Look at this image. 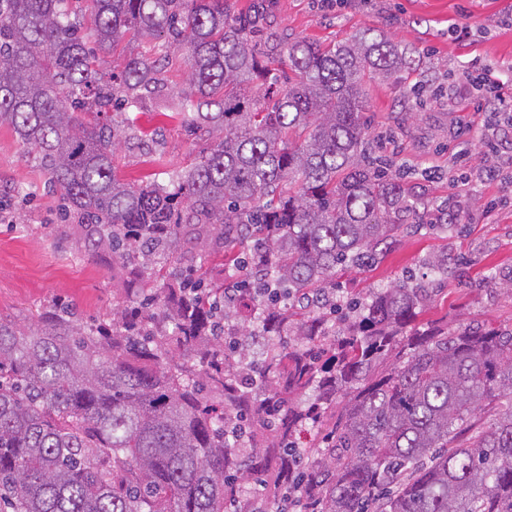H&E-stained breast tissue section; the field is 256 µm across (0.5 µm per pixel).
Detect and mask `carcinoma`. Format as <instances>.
Segmentation results:
<instances>
[{
  "label": "carcinoma",
  "instance_id": "carcinoma-1",
  "mask_svg": "<svg viewBox=\"0 0 512 512\" xmlns=\"http://www.w3.org/2000/svg\"><path fill=\"white\" fill-rule=\"evenodd\" d=\"M81 2L0 0V124L34 150L89 251L122 267L125 304L110 327L69 309L0 321V512H265L241 479L261 482L276 450L281 490L310 488L302 512H512V328L419 324L433 292L407 280L349 302L339 328L293 312L380 262L416 211L366 154L359 116L366 79L415 71L413 54L364 28L262 62L266 0L247 14L92 0L88 18ZM144 38L156 57L100 68L95 48ZM173 49L183 115L214 143L174 189L131 186L115 151L147 134L98 115L150 97ZM270 64L288 65V88L254 85ZM238 250L263 279L236 283L229 306ZM250 336L279 342L256 363ZM309 445L321 452L301 471L290 449Z\"/></svg>",
  "mask_w": 512,
  "mask_h": 512
}]
</instances>
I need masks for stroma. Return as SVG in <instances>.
Returning <instances> with one entry per match:
<instances>
[{"mask_svg":"<svg viewBox=\"0 0 512 512\" xmlns=\"http://www.w3.org/2000/svg\"><path fill=\"white\" fill-rule=\"evenodd\" d=\"M281 43H328L365 27L379 29L413 52L424 76L420 93L407 79L377 80L365 92L367 151L402 174L420 206L397 243L369 270L336 275V297L368 298L411 275L428 277L433 298L421 321L450 326H512V291L484 286L488 272L512 277V124L462 89L458 75L471 60L501 71L512 66V0H271L263 21ZM471 29L456 41L453 27ZM186 66L173 54L161 88L136 112L153 141L132 140L115 156L124 182L168 184L172 173L210 140L172 102ZM461 217L443 232L438 216ZM458 258L448 276H427L426 258ZM120 272L108 255H90L84 231L67 217L34 155L8 125H0V319L27 322L67 306L84 323L111 322L121 304Z\"/></svg>","mask_w":512,"mask_h":512,"instance_id":"1","label":"stroma"}]
</instances>
